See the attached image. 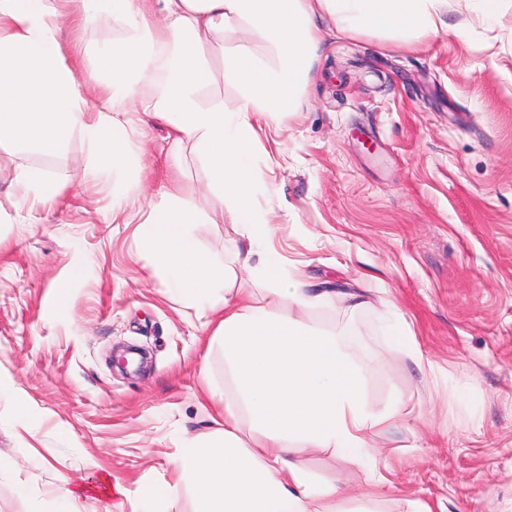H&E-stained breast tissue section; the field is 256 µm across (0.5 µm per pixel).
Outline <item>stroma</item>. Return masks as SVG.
I'll return each instance as SVG.
<instances>
[{"label":"stroma","instance_id":"stroma-1","mask_svg":"<svg viewBox=\"0 0 512 512\" xmlns=\"http://www.w3.org/2000/svg\"><path fill=\"white\" fill-rule=\"evenodd\" d=\"M116 36L109 24L61 34L84 47L66 62L88 99L97 51ZM239 38L227 30L208 56L207 93L228 111L241 102L228 63ZM129 118L144 129L136 208L178 185L202 249L232 257L240 233L206 165L162 121ZM258 125L270 246L332 292L305 320L346 326L369 401L399 394L415 409L375 438L396 486L390 512L406 499L512 512V0L499 25L413 46L326 31L304 111ZM87 158L77 136L54 157L0 149V512H53L66 478L83 489L79 512H104L116 480L129 490L121 512H193L188 491L151 492L173 482L185 439L223 420L209 388L224 384V355L170 297L138 224L113 223L112 179H91ZM23 166L60 183L57 205L13 207ZM344 291L391 300L431 369L391 352L377 306L346 309ZM124 346L142 349L141 369L110 365Z\"/></svg>","mask_w":512,"mask_h":512}]
</instances>
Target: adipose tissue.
Returning a JSON list of instances; mask_svg holds the SVG:
<instances>
[{
  "label": "adipose tissue",
  "instance_id": "obj_1",
  "mask_svg": "<svg viewBox=\"0 0 512 512\" xmlns=\"http://www.w3.org/2000/svg\"><path fill=\"white\" fill-rule=\"evenodd\" d=\"M447 12L448 0H0V149L49 156L77 134L93 170H124L141 136L127 114L149 105L176 143L190 144L205 163L226 219L242 230L246 256L258 259L259 297L237 287L234 267L201 254L188 230L196 216L172 189L141 222L142 243L176 302L200 310L224 297L213 332L224 351V428L185 441L176 481L158 496L172 500L187 490L194 512H348L357 497L373 507L391 500L388 462L373 438L412 411L399 396L370 404L341 332L298 318L323 306L328 293L288 273L265 246L272 226L251 205L268 189L257 167L255 117L303 111L322 23L339 34L410 44L446 27ZM108 21L120 35L96 56L101 98L92 104L65 62L60 33ZM229 28L257 31L278 59L265 63L247 40L232 50L242 94L233 112L223 97H201L211 81L206 45ZM13 180L30 209L53 206L60 194L40 167L16 169ZM244 419L248 445L238 434ZM314 450L359 466L362 481L316 480L305 462Z\"/></svg>",
  "mask_w": 512,
  "mask_h": 512
}]
</instances>
